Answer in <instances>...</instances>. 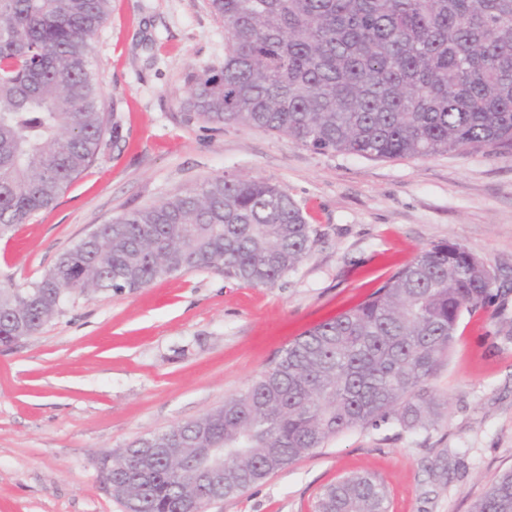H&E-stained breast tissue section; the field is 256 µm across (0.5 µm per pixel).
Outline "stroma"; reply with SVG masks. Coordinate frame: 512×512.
Wrapping results in <instances>:
<instances>
[{"label":"stroma","instance_id":"1","mask_svg":"<svg viewBox=\"0 0 512 512\" xmlns=\"http://www.w3.org/2000/svg\"><path fill=\"white\" fill-rule=\"evenodd\" d=\"M92 57L122 137L0 240V286L26 287L99 225L224 174L279 185L316 241L275 287L192 270L77 297L40 334L0 347V512H125L96 458L221 406L305 329L448 242L486 263L496 295L462 316L432 380L448 399L443 418L417 433L345 432L206 512H311L323 487L353 471L383 480L391 512H470L512 469V157L374 160L186 123L189 74L224 60L209 0H112ZM440 448L444 484L428 472Z\"/></svg>","mask_w":512,"mask_h":512}]
</instances>
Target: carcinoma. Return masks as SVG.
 <instances>
[{
    "label": "carcinoma",
    "mask_w": 512,
    "mask_h": 512,
    "mask_svg": "<svg viewBox=\"0 0 512 512\" xmlns=\"http://www.w3.org/2000/svg\"><path fill=\"white\" fill-rule=\"evenodd\" d=\"M111 0H0V239L52 207L112 142L93 40ZM224 63L188 77L187 122L274 132L320 153L370 159L448 151L512 155V0H210ZM316 231L283 190L208 178L100 225L23 289L0 287V345L34 336L78 295L136 292L189 270L274 287ZM495 275L462 245L420 251L355 307L294 338L245 390L110 458L112 493L136 512H175L198 490L148 448L224 449V498L241 495L337 435L434 426L431 380L464 313ZM384 482L343 477L314 512H389ZM471 512H512V471Z\"/></svg>",
    "instance_id": "obj_1"
}]
</instances>
